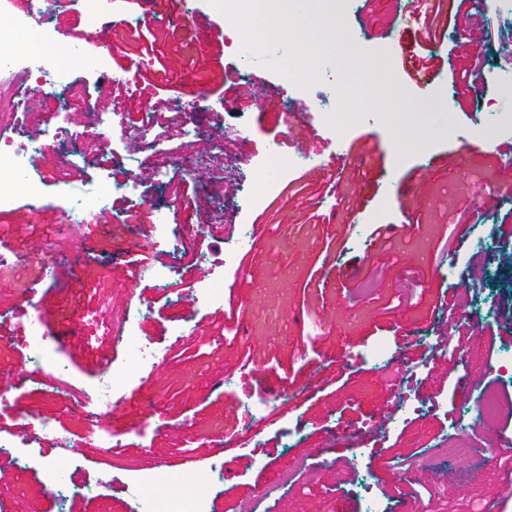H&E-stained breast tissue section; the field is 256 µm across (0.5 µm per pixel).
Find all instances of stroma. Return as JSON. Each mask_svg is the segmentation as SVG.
Returning a JSON list of instances; mask_svg holds the SVG:
<instances>
[{
  "label": "stroma",
  "mask_w": 512,
  "mask_h": 512,
  "mask_svg": "<svg viewBox=\"0 0 512 512\" xmlns=\"http://www.w3.org/2000/svg\"><path fill=\"white\" fill-rule=\"evenodd\" d=\"M404 0H360L354 12L334 21L322 0L289 17V30L311 20L356 30L353 59L340 46L318 56L329 78L304 86L287 100L278 77L258 64L241 69L245 39H232L234 18L211 10L208 0H155L149 27L153 51L128 44L120 27L126 11L105 12L109 66L86 77L98 104L118 113L126 129L138 128L143 114L156 110L175 132L179 154L191 168L169 173L164 185L139 172L129 159L133 146L120 147L101 165L94 144L67 164L57 150L41 155L43 202L28 209L25 198L0 211V376L12 379L8 404L0 406V434L39 436L44 458L55 461L89 491L70 498L67 512H136L133 474L167 466L175 475L166 490L207 498L210 512H242L256 501L258 488L282 484L269 508L257 512H364L358 481L367 477L382 512H491L512 496L501 486L512 478V379L498 370L512 350V328L502 318L512 311V241L499 224L512 201L503 200L495 179L512 135L485 146L476 135L485 116L480 101L461 86L434 78L416 87L402 62L394 79L408 91L410 111L397 109L375 64L385 44L404 31L408 44L422 31L402 15ZM495 0L480 17H459L438 46L445 65L465 75L473 55L496 56L512 69V28L497 22ZM184 12L185 24L170 17ZM136 64L135 86L114 81L122 67ZM359 107L381 113L379 121H351L345 153L330 144L319 117L287 127L290 113L312 106L331 112L340 92ZM447 103L440 135L397 165L393 147L405 131L431 123L432 108ZM83 104L61 112L58 101L38 95L32 112L0 132L28 142L51 144L56 133L82 139ZM247 123L250 149L260 155L276 145L283 155L306 142L319 169L295 171L278 194L242 217L234 207L257 174L247 165H226L239 152L224 130ZM209 129L206 137H179L184 126ZM134 183L130 194H113L96 212L98 228L84 236L60 231L63 195L114 182L116 172ZM196 182L197 203L181 208L172 252L155 243L157 210L176 198L181 181ZM379 213L398 225L394 241L383 245L362 216ZM475 225L488 247L473 242L445 257L441 244L450 225ZM253 230L241 261L242 274L231 290L240 306L226 323L227 304L200 306L196 294L208 276L224 270V248L241 227ZM146 246L152 267L176 266L169 287L136 277L128 260ZM45 250L54 265L72 266L73 278L46 276L36 253ZM142 310L141 337L171 349L153 380H134L107 422H91L68 410V399L93 383L99 359L112 353V323L127 308ZM42 317L59 337L58 357L67 376H55V396L32 388L33 366L25 346L24 313ZM385 344L391 367L371 354ZM455 358L436 364L443 351ZM251 365H244V358ZM413 375L410 398L420 412L397 429L387 420L402 387L401 373ZM448 400L444 412L431 411L435 397ZM270 400L264 417L250 421L244 407ZM496 403L491 424L448 431V411L476 410L480 400ZM253 429L262 440L264 463L222 451L227 437ZM103 432L122 443L114 455L98 451ZM75 441V453L60 450L58 435ZM224 467V482L212 484L213 462ZM0 502L13 512H58L38 468L0 464Z\"/></svg>",
  "instance_id": "35a3bbf8"
}]
</instances>
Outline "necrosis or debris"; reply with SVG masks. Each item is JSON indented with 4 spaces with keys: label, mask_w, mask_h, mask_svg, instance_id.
I'll list each match as a JSON object with an SVG mask.
<instances>
[{
    "label": "necrosis or debris",
    "mask_w": 512,
    "mask_h": 512,
    "mask_svg": "<svg viewBox=\"0 0 512 512\" xmlns=\"http://www.w3.org/2000/svg\"><path fill=\"white\" fill-rule=\"evenodd\" d=\"M65 4L66 0H37L34 21L20 19L9 27H0V123L11 121L24 107L22 93L31 88L45 94H58L65 109L78 95L82 96L84 102H91L90 85L80 80L76 63H57L29 50V39L33 36L47 45L55 43L56 32L49 25L50 15ZM120 133L122 139L141 143V153L134 156L133 161L137 167L154 171L157 177H164L171 168L183 163L176 154L160 148L152 127ZM230 133L241 147L240 161L249 162L251 168L262 173L261 180L250 183L237 199L236 205L241 213L248 214L259 209L267 197L279 191L285 177L292 171L316 165L315 160L307 154L299 152L286 157L273 148L262 158L253 159L248 152L247 124L231 128ZM44 150L41 144L0 138V163H6L13 172L12 188L0 192V210L9 207L19 194L29 200L40 201L41 178L32 169L31 163ZM114 191V186L104 184L79 194L66 195L60 206L66 223H82L88 212L106 209ZM138 327V310H127L117 331L126 346L124 360L109 361L96 382L71 400L72 412L100 419L111 413L120 399L121 387L133 380L136 372L155 371L166 363L168 350L144 341L138 334ZM25 331L32 366L39 370L44 364L52 363L57 372H64V365L58 362L59 342L45 333L39 317L28 316ZM0 458L18 468L38 466L43 473L46 489L59 502H67L82 490L81 485L69 482L66 473L56 463L34 451L22 449L20 443L13 439L0 436ZM163 479L164 473L160 470L137 477L136 482L141 489L139 512H209V504L204 498H194L186 505L179 498L156 494L155 489Z\"/></svg>",
    "instance_id": "4bbe7bcc"
}]
</instances>
